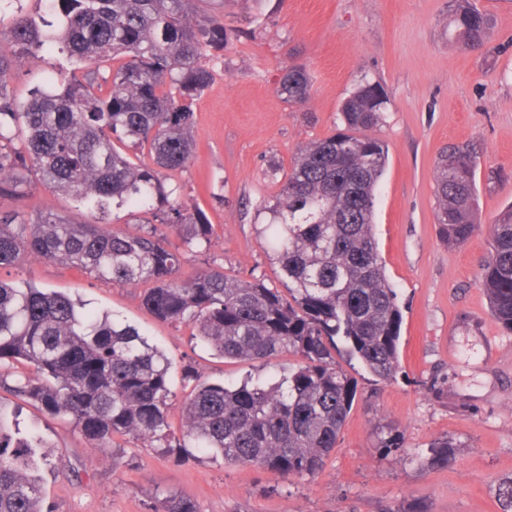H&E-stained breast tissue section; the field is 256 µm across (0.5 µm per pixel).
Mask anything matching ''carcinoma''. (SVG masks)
<instances>
[{"label":"carcinoma","mask_w":512,"mask_h":512,"mask_svg":"<svg viewBox=\"0 0 512 512\" xmlns=\"http://www.w3.org/2000/svg\"><path fill=\"white\" fill-rule=\"evenodd\" d=\"M55 21L20 13L0 28V197H25L31 175L79 201L90 219L52 209L0 210V270L29 257L59 262L119 285H144L143 306L159 321L190 325L216 355L266 361L299 358L271 381L200 380L183 402L182 440L226 464L281 475L316 474L336 448L356 385L336 362L338 347L377 380L396 379L403 314L374 233L385 144L368 131L380 123L382 87L369 80L343 102L344 129L299 150L279 193L265 206V241L285 290L208 267L180 281L183 252L175 232L198 251L214 225L189 210L164 179L194 150L193 97L213 73L201 59L224 49L223 0L201 14L194 0H50ZM453 22L471 48L486 42L491 17L460 0ZM66 55L75 67L54 88L22 101L10 89L19 59ZM305 68L290 66L277 89L291 104L310 97ZM132 145L147 153L130 156ZM477 153L443 149L436 164V220L450 246L467 243L476 221ZM141 209L151 219L136 234L114 231L111 213ZM491 248L479 285L491 313L512 332V206L491 224ZM172 362L133 325L84 311L69 295L0 279V389L70 420L105 447L116 435L169 440ZM43 438L19 427L0 404V512H52L38 472L50 465ZM431 462L448 464L455 445H431ZM512 512V477L496 488ZM155 512H196L175 493Z\"/></svg>","instance_id":"carcinoma-1"}]
</instances>
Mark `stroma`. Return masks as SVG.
Masks as SVG:
<instances>
[{"label":"stroma","instance_id":"1","mask_svg":"<svg viewBox=\"0 0 512 512\" xmlns=\"http://www.w3.org/2000/svg\"><path fill=\"white\" fill-rule=\"evenodd\" d=\"M474 2L493 19L478 49L458 43L448 28L454 0H224V49L192 105L196 149L172 180L179 200L203 209L216 236L210 250L186 254L178 276L216 265L279 287L263 244V207L302 146L343 129L340 108L351 91L366 79L379 82L388 102L372 134L387 146L388 162L375 234L403 312L402 370L379 382L340 358L356 382L355 403L322 470L304 477L215 462L196 450L178 456L161 441L117 436L113 448L96 447L68 421L25 407V426L43 436L56 464L41 482L54 512H153L169 492L198 512H409L418 502L430 512H502L495 491L512 476V332L491 315L479 278L490 224L512 204V0ZM61 62L56 55L20 61L17 96L50 86ZM293 65L311 78L301 106L277 93ZM465 142L478 153L480 226L451 247L435 218V165L444 147ZM20 204L85 217L74 199L40 185L21 203L0 198L1 210ZM0 279L66 292L136 325L172 361L176 433L191 390L186 365L201 379L236 382L298 362L288 353L263 363L215 358L190 328L156 320L140 288L59 263L32 258L1 270ZM389 431L401 439L398 450L379 446ZM444 437L456 459L431 464L430 445Z\"/></svg>","mask_w":512,"mask_h":512}]
</instances>
